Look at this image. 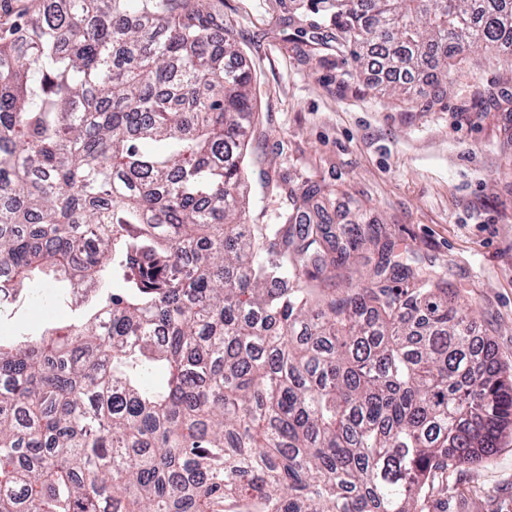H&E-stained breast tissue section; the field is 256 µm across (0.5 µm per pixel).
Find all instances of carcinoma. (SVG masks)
<instances>
[{
    "label": "carcinoma",
    "mask_w": 512,
    "mask_h": 512,
    "mask_svg": "<svg viewBox=\"0 0 512 512\" xmlns=\"http://www.w3.org/2000/svg\"><path fill=\"white\" fill-rule=\"evenodd\" d=\"M358 67L512 51V0H313ZM189 0H41L0 36V320L40 274L72 319L0 337V512H437L493 453L512 374L431 275L272 188L249 224L251 73ZM167 377L159 388L154 377ZM378 256L373 246L364 241L353 253L349 264L336 272V285L333 288H346L348 284L364 283V279L376 263Z\"/></svg>",
    "instance_id": "cac0c4a2"
}]
</instances>
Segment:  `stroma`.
Segmentation results:
<instances>
[{"instance_id": "stroma-1", "label": "stroma", "mask_w": 512, "mask_h": 512, "mask_svg": "<svg viewBox=\"0 0 512 512\" xmlns=\"http://www.w3.org/2000/svg\"><path fill=\"white\" fill-rule=\"evenodd\" d=\"M208 3L253 76L249 223L275 220L266 180L299 195L320 188L338 235L378 233L411 268L442 271L512 372V57L467 51L440 100L416 93L404 104L373 90L349 56L308 46L325 20L307 0ZM487 88L496 102L474 108ZM61 289L39 286L0 335L70 319L55 300ZM447 512H512V427L493 454L449 474Z\"/></svg>"}]
</instances>
